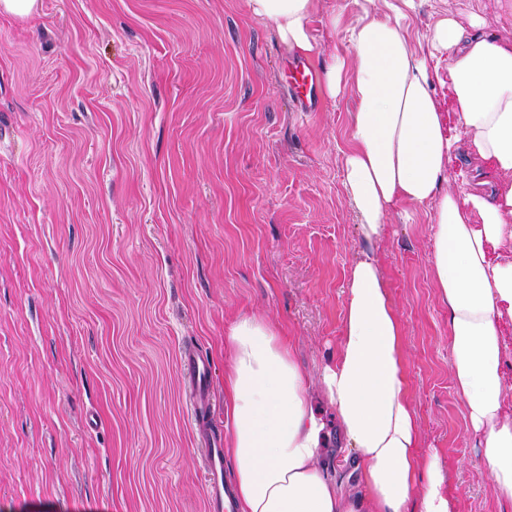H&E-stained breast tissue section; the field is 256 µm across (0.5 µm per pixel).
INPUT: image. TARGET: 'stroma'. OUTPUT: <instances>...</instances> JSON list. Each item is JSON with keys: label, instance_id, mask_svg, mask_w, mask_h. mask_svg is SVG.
Instances as JSON below:
<instances>
[{"label": "stroma", "instance_id": "1", "mask_svg": "<svg viewBox=\"0 0 512 512\" xmlns=\"http://www.w3.org/2000/svg\"><path fill=\"white\" fill-rule=\"evenodd\" d=\"M401 14L450 109L447 15L512 42V0H379ZM362 0H316L323 72ZM295 58L248 0H41L0 13V512H206L181 356L210 362L224 421V333L264 318L318 378L335 361L356 256L372 249L404 329L422 453L455 512L498 499L449 369L427 208L366 241L344 186L348 95L297 109ZM320 460L346 482L323 394ZM40 3V0H1L0 12L25 19L37 14Z\"/></svg>", "mask_w": 512, "mask_h": 512}]
</instances>
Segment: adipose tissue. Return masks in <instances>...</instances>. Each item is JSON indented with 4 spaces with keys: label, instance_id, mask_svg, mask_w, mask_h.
Here are the masks:
<instances>
[{
    "label": "adipose tissue",
    "instance_id": "ef3b65f1",
    "mask_svg": "<svg viewBox=\"0 0 512 512\" xmlns=\"http://www.w3.org/2000/svg\"><path fill=\"white\" fill-rule=\"evenodd\" d=\"M287 44L310 57L314 0H249ZM434 45L448 54L452 110L441 113L427 68L399 20L367 15L348 31L345 54L324 71L329 97L348 94L351 145L344 186L366 240L381 236L398 204L431 208L436 285L448 307L451 374L482 438L499 498L512 501V396L500 321L512 317V261L496 251L512 240V43L455 18L440 21ZM351 82H344L345 69ZM467 141L493 171L441 189L457 142ZM403 328L384 288L380 263L354 261L334 364L321 383L362 469L358 492L344 493L322 466V426L310 381L277 329L258 316L232 323L224 338L227 452L238 512H454L435 455L418 451L420 430L408 397Z\"/></svg>",
    "mask_w": 512,
    "mask_h": 512
}]
</instances>
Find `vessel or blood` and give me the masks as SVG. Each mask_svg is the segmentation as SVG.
<instances>
[{
    "mask_svg": "<svg viewBox=\"0 0 512 512\" xmlns=\"http://www.w3.org/2000/svg\"><path fill=\"white\" fill-rule=\"evenodd\" d=\"M291 86L305 109H312L317 93L316 76L309 67H302L292 76ZM181 364L187 377L191 421L202 445L209 512H224V500L231 494L223 482L224 450L214 419L213 400L209 387L211 366L202 355L190 351Z\"/></svg>",
    "mask_w": 512,
    "mask_h": 512,
    "instance_id": "1",
    "label": "vessel or blood"
}]
</instances>
